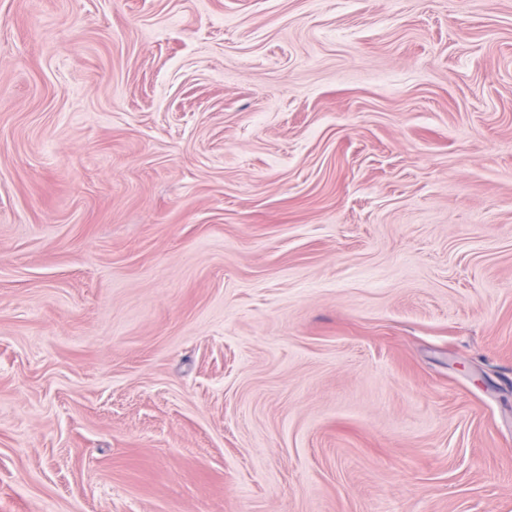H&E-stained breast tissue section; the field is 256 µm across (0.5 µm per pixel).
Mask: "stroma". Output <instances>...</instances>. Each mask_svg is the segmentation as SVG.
<instances>
[{
	"instance_id": "stroma-1",
	"label": "stroma",
	"mask_w": 512,
	"mask_h": 512,
	"mask_svg": "<svg viewBox=\"0 0 512 512\" xmlns=\"http://www.w3.org/2000/svg\"><path fill=\"white\" fill-rule=\"evenodd\" d=\"M0 512H512V0H0Z\"/></svg>"
}]
</instances>
